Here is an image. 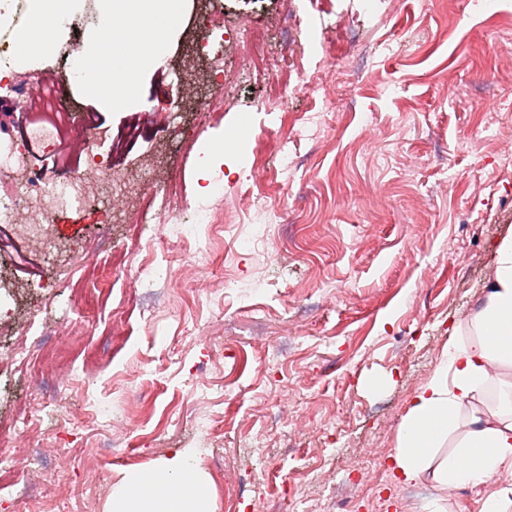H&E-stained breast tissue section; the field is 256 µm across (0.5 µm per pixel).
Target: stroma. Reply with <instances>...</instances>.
I'll return each mask as SVG.
<instances>
[{
	"label": "stroma",
	"instance_id": "1",
	"mask_svg": "<svg viewBox=\"0 0 512 512\" xmlns=\"http://www.w3.org/2000/svg\"><path fill=\"white\" fill-rule=\"evenodd\" d=\"M212 21L263 28L269 58L328 83L332 102L306 94L257 111L268 79L229 45L222 81L202 89L220 110L194 111L177 66L193 45L180 34L141 73L136 104L102 113L73 92L81 111L99 112L109 139L97 150L114 172L161 183L176 170L182 203L240 221L210 228L204 285L172 280L161 258L138 281L120 264L121 247L154 236L160 198L126 224L123 197L104 192L112 223L75 208L53 247L15 242L0 256L12 281L0 290L11 309L0 435L27 454L50 444L82 459L65 473L44 459L28 493L0 491V512H110L129 471L178 450L200 469L212 512H287L296 492L299 512H344L358 497L365 512H422L438 496L447 512H479L512 476L444 490L429 473L404 481L389 459L512 230V0H222ZM320 55L334 70H316ZM313 112L319 125L290 147L295 165L265 181L282 214L268 223L247 204L250 177L277 164L287 129ZM183 126L195 133L189 151ZM33 276L53 289L29 294ZM80 320L88 334L65 337ZM22 339L31 361L9 355ZM373 375L387 377L383 389L367 388ZM38 398L39 429L16 425Z\"/></svg>",
	"mask_w": 512,
	"mask_h": 512
}]
</instances>
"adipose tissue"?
<instances>
[{"mask_svg": "<svg viewBox=\"0 0 512 512\" xmlns=\"http://www.w3.org/2000/svg\"><path fill=\"white\" fill-rule=\"evenodd\" d=\"M186 7L185 0H97L91 40L72 63V84L106 110L128 105L139 76L166 52ZM130 13L151 19L141 42L128 46L114 18ZM117 68L100 66L105 52ZM512 374V232L495 250L493 275L478 306L458 322L429 379L409 403L398 430L392 467L406 480L432 473L442 487L484 483L492 472L512 473V398L497 412L482 405L501 373ZM451 452L438 458L441 445ZM112 512H209L196 466L178 451L157 469L129 472L112 498Z\"/></svg>", "mask_w": 512, "mask_h": 512, "instance_id": "ef3b65f1", "label": "adipose tissue"}]
</instances>
